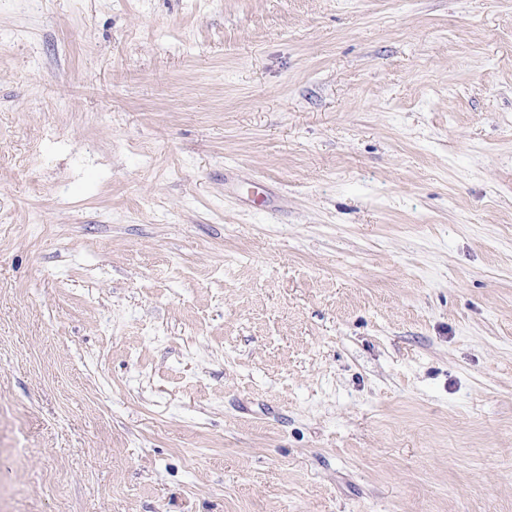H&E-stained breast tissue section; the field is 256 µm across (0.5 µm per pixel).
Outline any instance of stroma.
<instances>
[{
    "instance_id": "1",
    "label": "stroma",
    "mask_w": 512,
    "mask_h": 512,
    "mask_svg": "<svg viewBox=\"0 0 512 512\" xmlns=\"http://www.w3.org/2000/svg\"><path fill=\"white\" fill-rule=\"evenodd\" d=\"M0 512H512V0H0Z\"/></svg>"
}]
</instances>
